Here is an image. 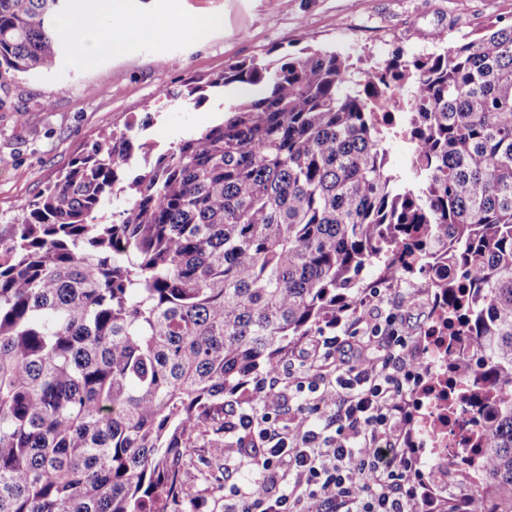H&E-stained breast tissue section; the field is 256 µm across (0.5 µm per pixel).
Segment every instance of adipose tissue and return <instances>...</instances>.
I'll use <instances>...</instances> for the list:
<instances>
[{"label": "adipose tissue", "instance_id": "ef3b65f1", "mask_svg": "<svg viewBox=\"0 0 512 512\" xmlns=\"http://www.w3.org/2000/svg\"><path fill=\"white\" fill-rule=\"evenodd\" d=\"M107 17L112 18V26L104 25L103 20ZM223 24L224 20L219 16L192 22L182 17H171L161 22L128 10L126 0H96L93 9L65 19L62 29L76 46V60L91 67L101 53L125 50L138 39H154L165 31L178 33L186 29L200 36Z\"/></svg>", "mask_w": 512, "mask_h": 512}]
</instances>
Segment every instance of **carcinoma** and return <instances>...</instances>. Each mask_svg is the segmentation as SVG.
Segmentation results:
<instances>
[{
	"mask_svg": "<svg viewBox=\"0 0 512 512\" xmlns=\"http://www.w3.org/2000/svg\"><path fill=\"white\" fill-rule=\"evenodd\" d=\"M65 2L0 0V89L62 56ZM437 43L360 90L308 45L232 63L175 97H255L163 149L102 133L0 225V512H197L186 450L224 444L225 398L355 316L376 262L424 274L472 337L452 369L487 414L456 476L512 512V24ZM389 158L394 167H396L406 179H409L410 159L413 152L411 142L402 137L392 138L387 141Z\"/></svg>",
	"mask_w": 512,
	"mask_h": 512,
	"instance_id": "obj_1",
	"label": "carcinoma"
}]
</instances>
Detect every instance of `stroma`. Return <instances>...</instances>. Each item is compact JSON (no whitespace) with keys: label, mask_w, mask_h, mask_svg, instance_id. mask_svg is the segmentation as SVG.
<instances>
[{"label":"stroma","mask_w":512,"mask_h":512,"mask_svg":"<svg viewBox=\"0 0 512 512\" xmlns=\"http://www.w3.org/2000/svg\"><path fill=\"white\" fill-rule=\"evenodd\" d=\"M128 7L158 18L218 15L224 25L202 41L170 34L140 42L102 55L91 69L66 54L0 90V224L12 223L22 205L106 130L133 120L146 124L147 140L166 146L213 125L227 99L197 107L173 99V92L240 60L295 53L301 35L313 47L348 57L359 72L397 53L411 58L436 51L439 30L455 41L481 36L497 21L512 23V0H128ZM367 281L383 291L382 311L411 297L403 333L417 341L429 318L424 278L386 279L375 265ZM185 469L199 512L229 508L215 475L242 487L254 475L249 459H225L220 448L188 449Z\"/></svg>","instance_id":"35a3bbf8"}]
</instances>
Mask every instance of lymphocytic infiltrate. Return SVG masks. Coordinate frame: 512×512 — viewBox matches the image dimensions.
I'll list each match as a JSON object with an SVG mask.
<instances>
[{
	"instance_id": "f902f5d3",
	"label": "lymphocytic infiltrate",
	"mask_w": 512,
	"mask_h": 512,
	"mask_svg": "<svg viewBox=\"0 0 512 512\" xmlns=\"http://www.w3.org/2000/svg\"><path fill=\"white\" fill-rule=\"evenodd\" d=\"M382 299L380 289H370L348 336L319 337L331 352L356 347L335 378L286 381L275 372L256 382L264 398L285 389L297 397L287 421L228 412L225 455L245 456L239 432L261 445L248 488L224 491L235 500L233 512H424L412 479L418 450L410 439L409 401L422 361L399 334L396 315L371 314Z\"/></svg>"
}]
</instances>
